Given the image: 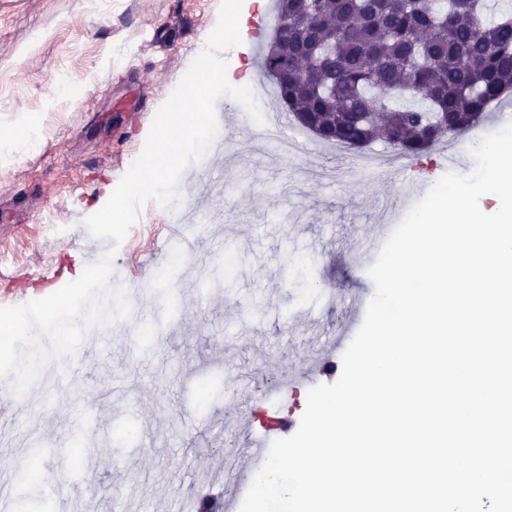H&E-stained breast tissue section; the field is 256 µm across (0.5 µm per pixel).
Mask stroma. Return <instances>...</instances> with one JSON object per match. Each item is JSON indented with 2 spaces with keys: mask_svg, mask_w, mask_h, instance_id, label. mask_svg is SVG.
<instances>
[{
  "mask_svg": "<svg viewBox=\"0 0 512 512\" xmlns=\"http://www.w3.org/2000/svg\"><path fill=\"white\" fill-rule=\"evenodd\" d=\"M221 0H0V307L47 297L75 278L97 240L83 225L140 154L157 109L213 31ZM233 139L179 181V223L146 204L118 248L115 269L130 320L73 359L51 364L25 410L0 402V473L13 512H187L201 492L230 491L226 471L277 377L310 360L312 385L335 382L330 348L351 297L373 295L358 245L373 224L400 223L418 203L401 195L396 147H363L380 166L351 175L300 138L292 152L261 139L223 97ZM36 142L16 136L21 122ZM64 484L62 498L44 487Z\"/></svg>",
  "mask_w": 512,
  "mask_h": 512,
  "instance_id": "35a3bbf8",
  "label": "stroma"
}]
</instances>
